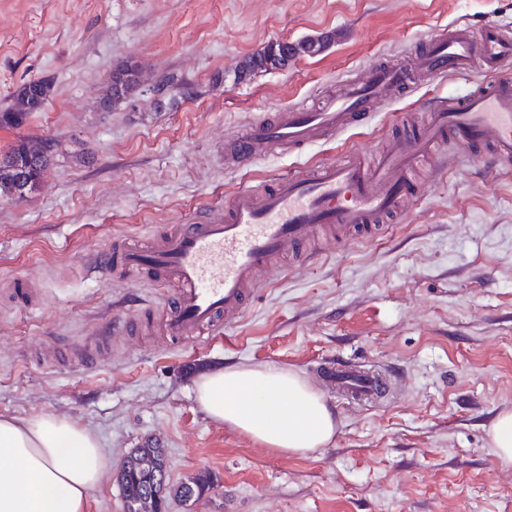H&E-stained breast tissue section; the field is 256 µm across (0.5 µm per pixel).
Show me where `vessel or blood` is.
<instances>
[{"mask_svg":"<svg viewBox=\"0 0 512 512\" xmlns=\"http://www.w3.org/2000/svg\"><path fill=\"white\" fill-rule=\"evenodd\" d=\"M509 62L511 31L496 24L439 27L412 60L344 77L340 92L317 108L299 103L261 116L230 134L224 149L225 162L250 165L276 150L293 151L348 130L413 76L434 82L479 74L469 95L435 105L425 124L387 143L377 160L350 150L308 172L242 186L204 219L171 226L147 243H116L95 265L136 286L169 289L174 306L159 314L170 340L214 338L223 323L243 315L274 259L303 257L322 231L329 232L332 248L376 235L379 224L419 197L418 173L445 146L467 158L485 146L497 161L512 164V80L499 76ZM106 342L95 336L73 344L70 353L95 365ZM324 381L358 402L384 398L389 388L387 376L346 362L326 368Z\"/></svg>","mask_w":512,"mask_h":512,"instance_id":"vessel-or-blood-1","label":"vessel or blood"}]
</instances>
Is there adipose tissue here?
I'll list each match as a JSON object with an SVG mask.
<instances>
[{
    "mask_svg": "<svg viewBox=\"0 0 512 512\" xmlns=\"http://www.w3.org/2000/svg\"><path fill=\"white\" fill-rule=\"evenodd\" d=\"M195 396L212 419L277 453L308 455L336 433L332 408L291 370L219 367L200 376ZM111 465V451L89 428L52 416L0 417V512H86Z\"/></svg>",
    "mask_w": 512,
    "mask_h": 512,
    "instance_id": "1",
    "label": "adipose tissue"
}]
</instances>
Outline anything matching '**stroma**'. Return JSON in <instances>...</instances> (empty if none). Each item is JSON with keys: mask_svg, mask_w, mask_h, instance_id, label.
<instances>
[{"mask_svg": "<svg viewBox=\"0 0 512 512\" xmlns=\"http://www.w3.org/2000/svg\"><path fill=\"white\" fill-rule=\"evenodd\" d=\"M512 28V0H0V109L24 82L52 95L19 136L53 141L44 181L0 202V417L66 418L98 434L112 466L88 512H124L116 476L157 439L176 484L210 472L214 490L167 512H512V463L488 430L512 410V166L441 165L421 198L372 239L263 272V288L221 337L169 342L158 332L111 340L98 366L53 364L115 314L159 308L163 293L90 271L113 241L145 240L216 208L238 188L340 157L376 159L403 115L470 81L416 84L365 124L247 169L225 165L224 140L254 117L317 105L344 75L412 53L437 26ZM330 36L317 56L235 78L273 41ZM140 85L103 110L115 66ZM172 76L192 96L153 88ZM41 298L13 303L14 280ZM343 361L395 372L388 397L353 404L317 372ZM299 373L336 412L330 445L283 455L208 417L194 381L217 366Z\"/></svg>", "mask_w": 512, "mask_h": 512, "instance_id": "1", "label": "stroma"}]
</instances>
